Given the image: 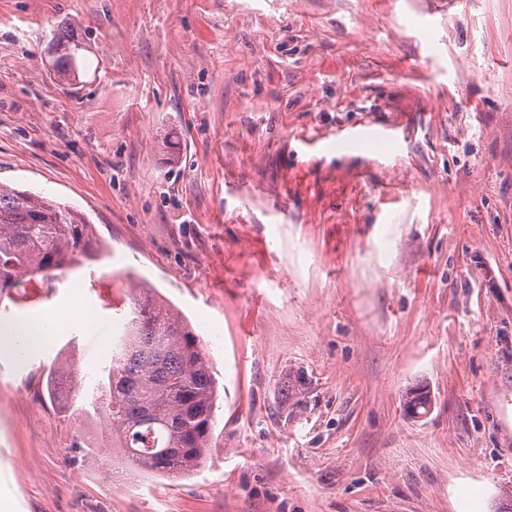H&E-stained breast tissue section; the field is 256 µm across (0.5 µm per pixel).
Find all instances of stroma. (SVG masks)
I'll return each instance as SVG.
<instances>
[{"label": "stroma", "instance_id": "1", "mask_svg": "<svg viewBox=\"0 0 512 512\" xmlns=\"http://www.w3.org/2000/svg\"><path fill=\"white\" fill-rule=\"evenodd\" d=\"M366 122L404 137L335 146ZM0 181L99 248L10 315L77 289L109 323L149 282L218 385L201 467L134 477L46 391L105 366L99 332L0 358L15 512H512V0H0ZM81 44L71 39L57 40L54 48L56 56L55 70L60 81L70 84L79 77V64L77 53ZM63 381L69 383V396L71 401L76 402L86 389V383L80 373L64 365L59 366L57 369H52L48 374L46 388L49 398L53 401L56 400L59 393V385ZM307 382L301 373L288 372L281 383L282 406L288 407V402L301 395Z\"/></svg>", "mask_w": 512, "mask_h": 512}]
</instances>
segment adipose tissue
<instances>
[{"label":"adipose tissue","instance_id":"obj_1","mask_svg":"<svg viewBox=\"0 0 512 512\" xmlns=\"http://www.w3.org/2000/svg\"><path fill=\"white\" fill-rule=\"evenodd\" d=\"M79 323L94 325L95 320L80 301H72L64 311L45 314L29 311L17 316L0 336V352L13 353L18 347H37L49 342L58 331Z\"/></svg>","mask_w":512,"mask_h":512}]
</instances>
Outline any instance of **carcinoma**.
Here are the masks:
<instances>
[{
    "instance_id": "carcinoma-1",
    "label": "carcinoma",
    "mask_w": 512,
    "mask_h": 512,
    "mask_svg": "<svg viewBox=\"0 0 512 512\" xmlns=\"http://www.w3.org/2000/svg\"><path fill=\"white\" fill-rule=\"evenodd\" d=\"M78 50L70 39L57 41L60 81L69 84L79 77ZM93 252L90 225L80 212L0 182V294L24 279L50 282ZM122 323L125 331L112 348V362L93 382L87 401L129 467L171 480L189 477L201 466L213 436L217 382L211 362L187 321L151 289L132 298ZM64 381L71 401L82 396L83 377L61 365L47 377L51 400ZM306 385L302 374H286L282 406ZM429 408L422 389L406 392L409 413L422 416Z\"/></svg>"
}]
</instances>
